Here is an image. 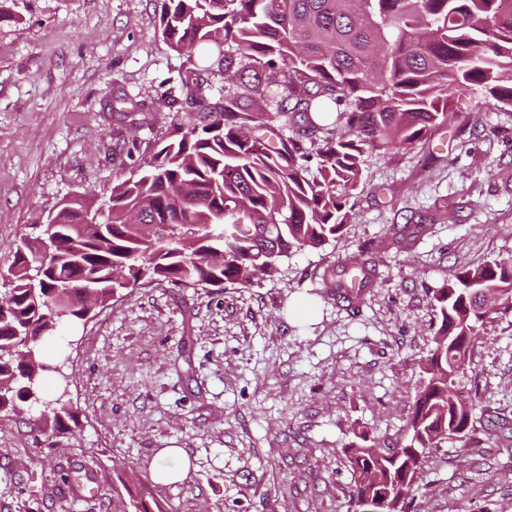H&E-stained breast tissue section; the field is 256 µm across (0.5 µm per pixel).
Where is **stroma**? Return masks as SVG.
Masks as SVG:
<instances>
[{
	"label": "stroma",
	"mask_w": 512,
	"mask_h": 512,
	"mask_svg": "<svg viewBox=\"0 0 512 512\" xmlns=\"http://www.w3.org/2000/svg\"><path fill=\"white\" fill-rule=\"evenodd\" d=\"M187 59L157 32L156 0H6L0 10V269L59 203H105L187 110L169 108ZM145 104L126 118L117 100ZM342 235L295 251L247 288H127L63 339L74 435L47 447L38 411L0 417V512H349L343 451L359 433L408 440L409 406L438 326L432 295L461 269L512 256V108L472 91L409 150L368 158ZM435 215L392 244L394 226ZM368 242L376 278L352 303L331 274ZM314 305L313 314L302 304ZM475 410L512 409V309L497 314L456 382ZM474 425L430 449L410 512H512V447ZM163 448L192 467L153 481ZM98 474L78 493L75 475ZM152 461L150 470L152 478L163 484H171L184 480L188 474L190 460L186 452L181 448H163ZM171 457L178 460L174 466L164 465L161 460Z\"/></svg>",
	"instance_id": "obj_1"
}]
</instances>
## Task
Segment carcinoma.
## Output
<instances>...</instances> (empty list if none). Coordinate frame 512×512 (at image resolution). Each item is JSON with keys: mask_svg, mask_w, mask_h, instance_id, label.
<instances>
[{"mask_svg": "<svg viewBox=\"0 0 512 512\" xmlns=\"http://www.w3.org/2000/svg\"><path fill=\"white\" fill-rule=\"evenodd\" d=\"M159 3L158 33L189 64L168 104L192 103L195 119L112 187L107 212L83 197L63 200L36 241L11 250L0 290V414L41 406L51 414L48 438L73 434L78 420L64 394H42V375L61 366L45 362L39 344L86 320L87 290L103 308L154 282L252 285L293 251L341 236L374 151L427 140L467 91L512 108V0ZM275 81V112L291 114L292 134L273 140L265 87ZM373 249L352 257L363 291ZM433 300L439 326L410 406L411 440L390 448L362 432L349 444L351 512L369 496L380 512H409L426 450L474 420L455 383L483 326L512 309V256L462 270ZM480 420L491 431L509 423L502 409H484Z\"/></svg>", "mask_w": 512, "mask_h": 512, "instance_id": "carcinoma-1", "label": "carcinoma"}]
</instances>
